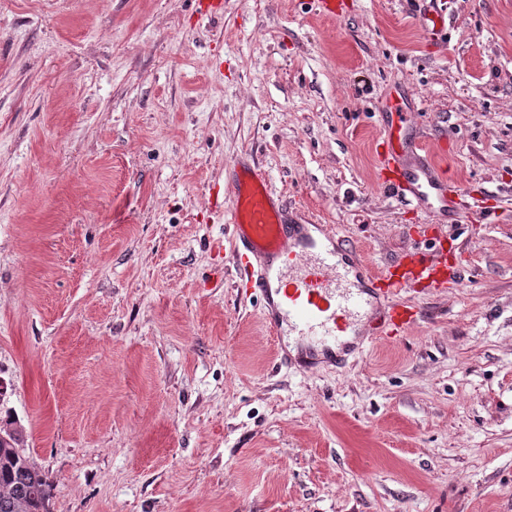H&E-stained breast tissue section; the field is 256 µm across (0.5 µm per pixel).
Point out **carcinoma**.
<instances>
[{
  "label": "carcinoma",
  "instance_id": "obj_1",
  "mask_svg": "<svg viewBox=\"0 0 512 512\" xmlns=\"http://www.w3.org/2000/svg\"><path fill=\"white\" fill-rule=\"evenodd\" d=\"M22 430L0 420V512H50L52 486L20 452Z\"/></svg>",
  "mask_w": 512,
  "mask_h": 512
}]
</instances>
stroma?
Listing matches in <instances>:
<instances>
[{
  "label": "stroma",
  "mask_w": 512,
  "mask_h": 512,
  "mask_svg": "<svg viewBox=\"0 0 512 512\" xmlns=\"http://www.w3.org/2000/svg\"><path fill=\"white\" fill-rule=\"evenodd\" d=\"M0 0V416L51 512H512V0ZM413 112L460 223L387 191ZM372 271L454 288L342 372L278 367L210 189L241 153Z\"/></svg>",
  "instance_id": "1"
}]
</instances>
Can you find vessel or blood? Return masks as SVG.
I'll list each match as a JSON object with an SVG mask.
<instances>
[{
	"label": "vessel or blood",
	"mask_w": 512,
	"mask_h": 512,
	"mask_svg": "<svg viewBox=\"0 0 512 512\" xmlns=\"http://www.w3.org/2000/svg\"><path fill=\"white\" fill-rule=\"evenodd\" d=\"M383 120L381 165L392 173L396 192L435 216L459 218V192L420 154L410 113L394 109ZM224 189L238 286L258 301L274 335L295 336V343L278 344L288 368L303 374L346 368L368 344L395 337L413 321V308L401 298L405 289L448 285L445 259L414 251L396 267L371 271L349 240L295 213L253 156L225 167Z\"/></svg>",
	"instance_id": "obj_1"
}]
</instances>
